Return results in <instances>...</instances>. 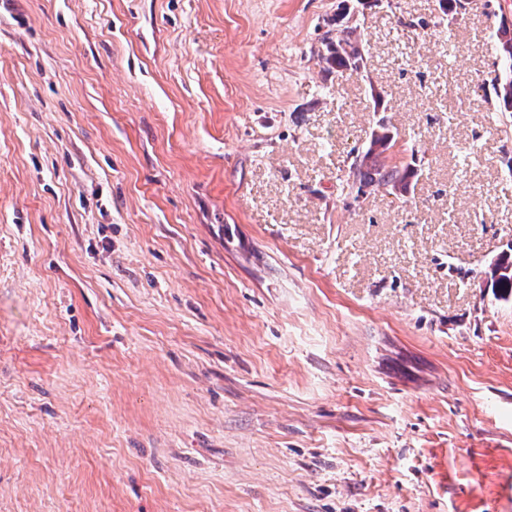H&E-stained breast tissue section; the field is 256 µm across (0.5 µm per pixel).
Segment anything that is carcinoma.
<instances>
[{
  "instance_id": "carcinoma-1",
  "label": "carcinoma",
  "mask_w": 512,
  "mask_h": 512,
  "mask_svg": "<svg viewBox=\"0 0 512 512\" xmlns=\"http://www.w3.org/2000/svg\"><path fill=\"white\" fill-rule=\"evenodd\" d=\"M495 38L501 52L500 73L494 79V88L500 101V111L512 112V26L502 22L495 31ZM326 53L319 54L320 62L338 72L360 70L358 65L359 45L362 44L357 27L345 26L336 30V35L323 39ZM395 137L386 119L381 117L372 130L369 143L350 152L352 161L346 178L340 180L341 189H353L355 185L377 186L389 193L403 196L409 192L411 180L417 170L408 164L390 160L387 152L394 146ZM496 269L488 271L491 286L501 295L512 294V257L503 254L495 262Z\"/></svg>"
}]
</instances>
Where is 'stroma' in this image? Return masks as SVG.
Wrapping results in <instances>:
<instances>
[{
	"instance_id": "obj_1",
	"label": "stroma",
	"mask_w": 512,
	"mask_h": 512,
	"mask_svg": "<svg viewBox=\"0 0 512 512\" xmlns=\"http://www.w3.org/2000/svg\"><path fill=\"white\" fill-rule=\"evenodd\" d=\"M465 2L0 0V512H512V0ZM382 115L418 176L356 198ZM495 38L501 52L500 73L494 79V88L500 101L501 112H512V28L502 21ZM323 42L326 53L319 54L318 58L328 66V69L336 68V72L360 70L358 62L362 57L359 56V45H362V41L356 26L347 25L337 29L335 36L327 34ZM495 262L496 270L492 268L486 274H490L491 286L497 289L501 295L512 294V259L507 253L503 254Z\"/></svg>"
}]
</instances>
